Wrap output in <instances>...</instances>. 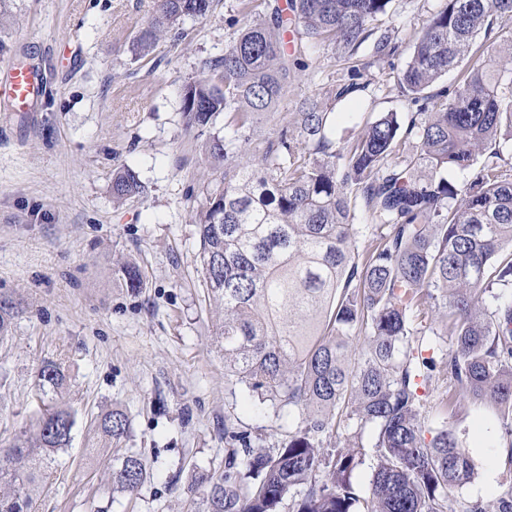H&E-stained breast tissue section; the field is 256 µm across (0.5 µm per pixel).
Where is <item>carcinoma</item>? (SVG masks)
Here are the masks:
<instances>
[{"mask_svg": "<svg viewBox=\"0 0 512 512\" xmlns=\"http://www.w3.org/2000/svg\"><path fill=\"white\" fill-rule=\"evenodd\" d=\"M213 0H159L158 13L139 43L183 17H203ZM391 0H287L268 16L245 24L224 56L207 63L208 75L183 88L186 129L203 135L216 114L234 113L240 129L277 107L301 60V42L285 41L288 28L316 43L332 39L352 55L374 35L373 22ZM512 25V0H443L415 39L400 91L419 105L408 125L396 112L379 114L366 133L336 151L331 108L309 97L288 125L267 142L254 167L243 138L208 137L219 175L207 184L197 213L201 274L208 299L223 317L217 327L225 374L264 405L268 417H288L275 448H253L238 418L224 420L230 448L224 472L202 474L204 512H512V490L495 503L463 500L471 479L469 449L448 427L425 441L428 394L442 378L459 396L495 410L497 453L512 471V295L483 305L493 286H512V168L504 169L501 132L512 138V41L480 43L481 34ZM488 55L462 82L432 91L449 70ZM224 84L218 88L214 77ZM415 139L420 157L390 162L402 140ZM490 160L478 164L479 157ZM463 186L450 168L474 169ZM354 192L386 230L360 257V231L350 222ZM135 172L112 176V198L139 195ZM126 286L143 285L139 266L120 268ZM425 299L441 302L450 346L425 338L416 311ZM17 307L0 299V342ZM42 385L63 381L56 363L38 372ZM371 426L377 458L369 494L351 476L361 463L358 444L341 440L345 423ZM76 425L71 410L45 409L32 442L0 448V512H31L33 486L68 446ZM104 435L119 441L126 415L100 419ZM147 461L129 451L111 481L133 491Z\"/></svg>", "mask_w": 512, "mask_h": 512, "instance_id": "carcinoma-1", "label": "carcinoma"}]
</instances>
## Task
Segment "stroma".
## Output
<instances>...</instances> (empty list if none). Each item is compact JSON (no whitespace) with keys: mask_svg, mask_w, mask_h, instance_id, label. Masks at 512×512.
Here are the masks:
<instances>
[{"mask_svg":"<svg viewBox=\"0 0 512 512\" xmlns=\"http://www.w3.org/2000/svg\"><path fill=\"white\" fill-rule=\"evenodd\" d=\"M158 0H0V64L40 70L45 95L26 112L0 109V296L19 315L0 344V448L31 438L43 400L75 414L72 439L55 455L53 473L33 490L34 512H203L201 474L224 468V416L234 411L264 448L281 438L243 385L224 373L215 336L220 312L200 274L196 212L216 173L205 137L186 130L184 86L221 57L248 14L264 0H213L202 18L160 33L149 50L137 38ZM442 0H391L376 31L398 48L375 60L365 42L353 60L333 43L307 47V67L288 81L276 111L254 121L248 149L260 161L267 141L301 99L332 104L333 138L343 150L379 113L409 120L417 107L397 89L416 35ZM362 91L336 99L353 64ZM132 169L143 186L112 200V175ZM138 265L139 290L119 268ZM60 365L65 382L41 395L38 370ZM437 409L428 429L448 425L466 442L473 476L462 493L491 500L512 488V472L491 451L493 412L461 401L441 381L430 392ZM122 411L129 433L104 436L101 417ZM148 462L134 491L108 480L127 451ZM496 480L487 483L486 472Z\"/></svg>","mask_w":512,"mask_h":512,"instance_id":"1","label":"stroma"}]
</instances>
